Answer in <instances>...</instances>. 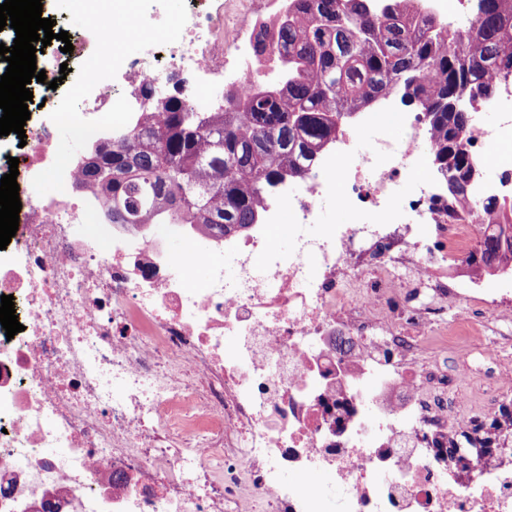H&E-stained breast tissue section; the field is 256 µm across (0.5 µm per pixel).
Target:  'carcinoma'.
<instances>
[{
  "label": "carcinoma",
  "instance_id": "cac0c4a2",
  "mask_svg": "<svg viewBox=\"0 0 512 512\" xmlns=\"http://www.w3.org/2000/svg\"><path fill=\"white\" fill-rule=\"evenodd\" d=\"M367 0H298L280 26L275 49L288 76L274 94L257 93L242 108L192 112L182 88L151 96L161 114L139 131L112 137L99 174L82 178L120 205L112 223L203 224L232 232L256 223L265 188L283 175L299 178L336 137L347 112L391 93L424 113L431 157L450 177L472 169L467 103L488 100L497 75L512 76V0H479L467 30L449 33L399 10L372 13ZM132 176L107 180L110 171ZM477 209L492 221L468 264L487 276L512 265V199L489 197Z\"/></svg>",
  "mask_w": 512,
  "mask_h": 512
}]
</instances>
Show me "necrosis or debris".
I'll return each instance as SVG.
<instances>
[{
    "label": "necrosis or debris",
    "instance_id": "necrosis-or-debris-1",
    "mask_svg": "<svg viewBox=\"0 0 512 512\" xmlns=\"http://www.w3.org/2000/svg\"><path fill=\"white\" fill-rule=\"evenodd\" d=\"M294 3L192 0L178 42L124 60L121 95L168 73L187 76L197 112L219 107L201 101L205 85L238 103L275 90L256 36L275 40ZM407 8L460 31L478 0ZM41 67L25 146L0 147V176L19 160L22 203L0 250V296L23 326L11 339L0 328V512H325L333 486L340 512H512V462L482 457L465 484L433 446L512 394V336L491 328L512 320V271L491 292L454 274L486 220L448 215L418 178L431 162L422 113L391 94L348 115L300 183L267 188L244 232L172 224L162 235L111 223L78 187V160L62 192L36 193L60 103L47 86L59 60ZM483 107L497 120L467 131L480 171L471 198L512 197V78ZM327 201L352 222L322 223ZM461 302L475 316L448 322ZM458 340L479 362H461L450 399L435 376Z\"/></svg>",
    "mask_w": 512,
    "mask_h": 512
}]
</instances>
